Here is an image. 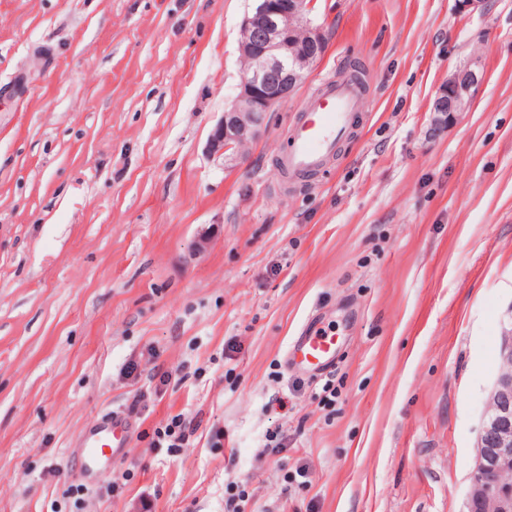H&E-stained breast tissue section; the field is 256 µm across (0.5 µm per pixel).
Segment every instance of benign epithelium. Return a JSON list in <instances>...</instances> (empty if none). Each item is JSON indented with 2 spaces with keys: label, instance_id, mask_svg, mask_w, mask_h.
<instances>
[{
  "label": "benign epithelium",
  "instance_id": "7a95c632",
  "mask_svg": "<svg viewBox=\"0 0 512 512\" xmlns=\"http://www.w3.org/2000/svg\"><path fill=\"white\" fill-rule=\"evenodd\" d=\"M311 11L312 0H260L244 19L243 30L258 32L260 39L239 43V91L210 135L213 150L245 152L265 130L269 113L305 81L326 44ZM484 78V72L471 68L448 77L432 104L437 128L452 125L470 109L471 90ZM498 363L470 475L467 512H512V484L496 480L498 474L512 473V315L502 325Z\"/></svg>",
  "mask_w": 512,
  "mask_h": 512
}]
</instances>
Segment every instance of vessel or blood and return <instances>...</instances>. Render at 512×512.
I'll use <instances>...</instances> for the list:
<instances>
[{"mask_svg":"<svg viewBox=\"0 0 512 512\" xmlns=\"http://www.w3.org/2000/svg\"><path fill=\"white\" fill-rule=\"evenodd\" d=\"M363 96L362 85L352 79L325 81L311 95L286 138L279 155L280 167L293 175H310L335 157L340 143L355 129ZM311 370L327 367L336 356L333 336L315 332L301 337L293 351ZM132 435L129 419L112 414L100 419L76 442L78 470L85 479L111 468L128 447Z\"/></svg>","mask_w":512,"mask_h":512,"instance_id":"obj_1","label":"vessel or blood"}]
</instances>
